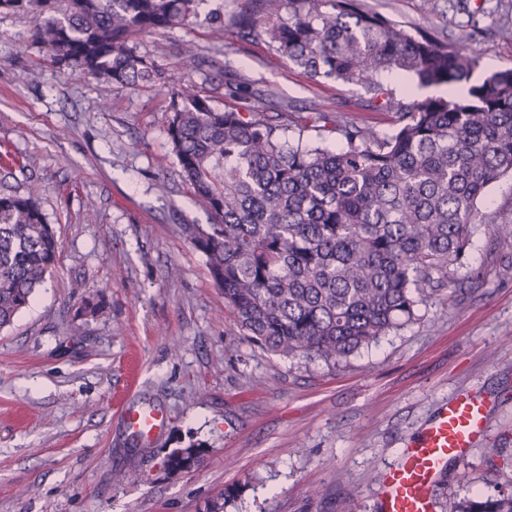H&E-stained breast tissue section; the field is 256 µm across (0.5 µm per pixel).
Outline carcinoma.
<instances>
[{
    "label": "carcinoma",
    "mask_w": 512,
    "mask_h": 512,
    "mask_svg": "<svg viewBox=\"0 0 512 512\" xmlns=\"http://www.w3.org/2000/svg\"><path fill=\"white\" fill-rule=\"evenodd\" d=\"M204 0H0L30 14L34 45L54 63L108 84L152 83L159 65L136 37L188 25ZM217 30L268 47L314 79L361 84L394 110L384 136L336 119L322 145L283 139L277 118L217 109L187 87L168 136L180 171L213 224L182 225L205 257L238 328L281 357L339 364L416 319L428 291L462 264L487 188L512 177V69L480 83L479 60L412 34L359 0H241ZM446 85L448 96L391 104L378 77ZM343 140L323 145L327 134ZM59 259L38 190L0 196V329L10 326ZM455 512H512V491L464 499Z\"/></svg>",
    "instance_id": "1"
}]
</instances>
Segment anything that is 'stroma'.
Instances as JSON below:
<instances>
[{"instance_id": "35a3bbf8", "label": "stroma", "mask_w": 512, "mask_h": 512, "mask_svg": "<svg viewBox=\"0 0 512 512\" xmlns=\"http://www.w3.org/2000/svg\"><path fill=\"white\" fill-rule=\"evenodd\" d=\"M405 29H426L479 58L472 80L512 68V0H361ZM204 0L185 27L140 36L161 65L154 87L112 85L45 61L30 15L0 13V193L42 188L60 261L0 330V512H376L383 472L439 404L493 403L486 435L453 460L436 512L512 487V238L476 225L464 265L419 306L417 321L347 361L284 358L237 328L183 234L208 229L168 136L171 97L194 84L215 107L344 121L391 132L363 86L319 81L263 42L217 32ZM196 45L209 64L184 66ZM243 82L248 92L230 96ZM136 400L166 422L132 445L113 404ZM198 446L189 471L162 466ZM498 456L489 457L490 448Z\"/></svg>"}]
</instances>
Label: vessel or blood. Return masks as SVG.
<instances>
[{
    "label": "vessel or blood",
    "instance_id": "vessel-or-blood-1",
    "mask_svg": "<svg viewBox=\"0 0 512 512\" xmlns=\"http://www.w3.org/2000/svg\"><path fill=\"white\" fill-rule=\"evenodd\" d=\"M118 410L128 436L153 441L162 430V410L120 401ZM490 403L476 396H457L439 405L404 448L397 465L385 473L379 512H434L432 489L449 461L464 457L483 435Z\"/></svg>",
    "mask_w": 512,
    "mask_h": 512
}]
</instances>
